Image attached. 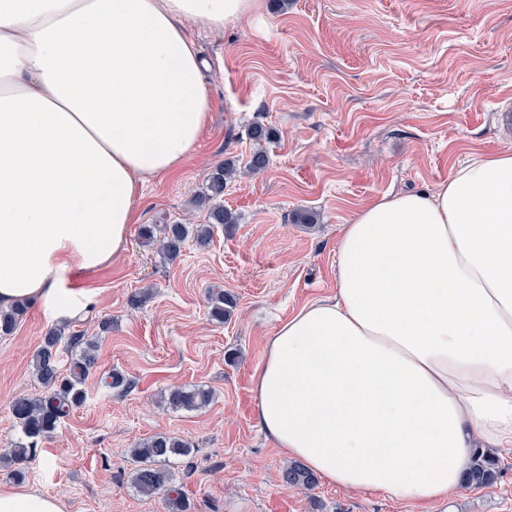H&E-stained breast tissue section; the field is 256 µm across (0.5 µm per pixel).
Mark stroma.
Listing matches in <instances>:
<instances>
[{
	"label": "stroma",
	"mask_w": 512,
	"mask_h": 512,
	"mask_svg": "<svg viewBox=\"0 0 512 512\" xmlns=\"http://www.w3.org/2000/svg\"><path fill=\"white\" fill-rule=\"evenodd\" d=\"M187 29L208 63L209 123L174 172L140 188L124 251L77 272L76 286L91 291L81 312L55 320L33 300L0 335V453L20 435L13 399L39 392L31 356L57 327L61 363L72 336L99 344L84 403L25 465L24 486L60 497L65 512H166L129 482L130 448L158 433L192 447L169 463L189 512H512L505 449L496 483L439 502L324 478L306 493L284 487L288 459L255 421L253 382L277 326L334 296L341 224L385 195L435 189L471 152L512 146V0H264L261 18ZM257 122L274 138L250 139ZM259 149L268 165L253 175ZM227 161L239 170L223 196L237 224L174 262L144 245L143 225L204 223L192 200ZM301 211L314 223H295ZM217 286L236 303L221 323L208 303ZM144 290L146 303L131 307ZM114 369L132 379L128 391L102 387ZM194 385L214 391L207 410L167 403L172 389Z\"/></svg>",
	"instance_id": "obj_1"
}]
</instances>
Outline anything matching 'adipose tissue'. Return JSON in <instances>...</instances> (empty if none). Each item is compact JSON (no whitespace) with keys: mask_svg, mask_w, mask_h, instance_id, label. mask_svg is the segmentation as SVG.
Here are the masks:
<instances>
[{"mask_svg":"<svg viewBox=\"0 0 512 512\" xmlns=\"http://www.w3.org/2000/svg\"><path fill=\"white\" fill-rule=\"evenodd\" d=\"M262 0H0V310L54 318L74 270L127 243L138 189L205 130L186 25L260 17ZM255 418L287 457L349 491L437 501L475 448H512V148L472 153L434 190L341 225L336 294L267 341ZM23 486L0 512H64Z\"/></svg>","mask_w":512,"mask_h":512,"instance_id":"ef3b65f1","label":"adipose tissue"}]
</instances>
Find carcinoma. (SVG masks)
Masks as SVG:
<instances>
[{
  "label": "carcinoma",
  "instance_id": "obj_1",
  "mask_svg": "<svg viewBox=\"0 0 512 512\" xmlns=\"http://www.w3.org/2000/svg\"><path fill=\"white\" fill-rule=\"evenodd\" d=\"M235 174V168L229 163L217 166L212 173L208 193L200 199L202 204L208 206L209 223L146 224L141 228L142 236L157 244L160 254L168 261L182 256L191 240L201 248L207 247L212 241L215 227L237 223V216L224 208L223 200L224 182ZM210 303L212 319L224 322L231 313V299L220 290L210 295ZM23 312L22 304L8 311L0 310V333L10 334L16 318ZM61 339L60 331L48 330L31 358L30 366L41 386V395L18 396L11 403V412L21 428L22 436L0 458L9 466L26 462L38 442L49 439L61 420L86 398L85 382L97 369V342L91 337L72 338L70 344L81 347V353L64 370L58 360ZM100 383L106 389L117 391H126L133 385V381L117 369L102 377ZM169 400L171 404L186 410L199 411L212 404L214 393L204 386L180 387L170 391ZM191 451L192 448L185 441L169 434H155L139 442L131 451L132 486L143 495H163L168 512H188L189 506L173 485L174 476L165 463L173 457L188 456ZM501 470L497 456L476 448L472 451L465 472L464 485L474 488L490 485L499 477ZM281 478L283 485L289 489L312 490L317 485L316 475L297 460L283 468Z\"/></svg>",
  "mask_w": 512,
  "mask_h": 512
}]
</instances>
